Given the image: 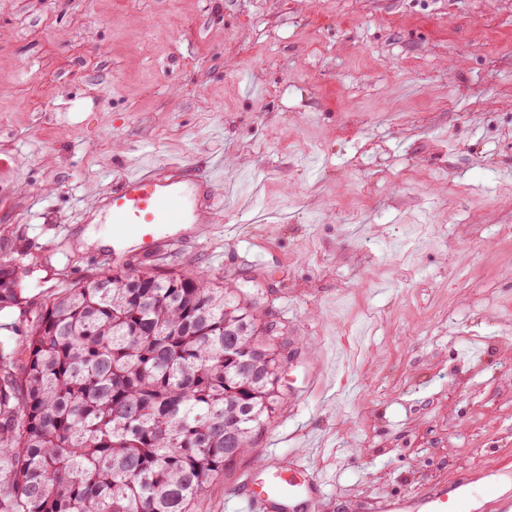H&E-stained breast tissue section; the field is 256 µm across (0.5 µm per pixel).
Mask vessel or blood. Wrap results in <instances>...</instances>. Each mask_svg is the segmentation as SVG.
Instances as JSON below:
<instances>
[{"mask_svg": "<svg viewBox=\"0 0 512 512\" xmlns=\"http://www.w3.org/2000/svg\"><path fill=\"white\" fill-rule=\"evenodd\" d=\"M209 178H193L177 165L167 173L153 165L122 175L104 198L101 220L112 226L117 241L138 240L153 252L159 225L198 224L197 203L206 195ZM512 468L470 473L375 502L376 512H512V489L503 487ZM323 481L299 462L283 466L277 458L249 469L240 482L237 499L245 512H312Z\"/></svg>", "mask_w": 512, "mask_h": 512, "instance_id": "vessel-or-blood-1", "label": "vessel or blood"}]
</instances>
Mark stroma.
Here are the masks:
<instances>
[{
	"label": "stroma",
	"instance_id": "stroma-1",
	"mask_svg": "<svg viewBox=\"0 0 512 512\" xmlns=\"http://www.w3.org/2000/svg\"><path fill=\"white\" fill-rule=\"evenodd\" d=\"M219 165L155 254L82 247L139 161ZM0 341L107 266L251 277L298 341L199 512L277 453L316 512L512 464V0H0ZM15 272L11 264L0 262V311L21 304L22 288H18Z\"/></svg>",
	"mask_w": 512,
	"mask_h": 512
}]
</instances>
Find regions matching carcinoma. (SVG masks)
<instances>
[{"mask_svg": "<svg viewBox=\"0 0 512 512\" xmlns=\"http://www.w3.org/2000/svg\"><path fill=\"white\" fill-rule=\"evenodd\" d=\"M0 262V311L20 304ZM261 298L117 267L0 342V512H198L281 399Z\"/></svg>", "mask_w": 512, "mask_h": 512, "instance_id": "obj_1", "label": "carcinoma"}]
</instances>
